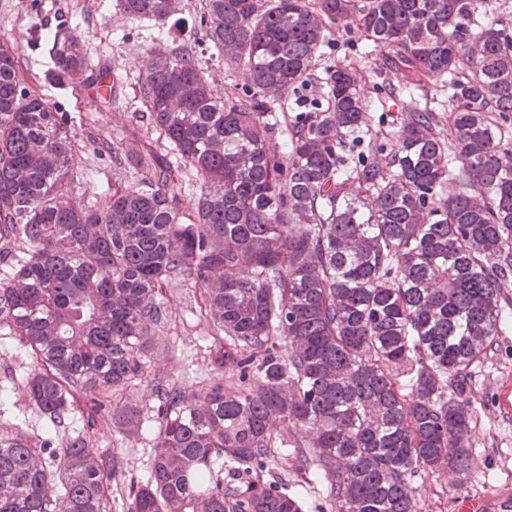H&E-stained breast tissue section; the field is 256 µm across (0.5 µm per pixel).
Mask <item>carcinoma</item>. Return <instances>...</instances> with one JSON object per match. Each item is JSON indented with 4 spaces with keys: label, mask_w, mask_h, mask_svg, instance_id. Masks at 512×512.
I'll return each mask as SVG.
<instances>
[{
    "label": "carcinoma",
    "mask_w": 512,
    "mask_h": 512,
    "mask_svg": "<svg viewBox=\"0 0 512 512\" xmlns=\"http://www.w3.org/2000/svg\"><path fill=\"white\" fill-rule=\"evenodd\" d=\"M483 4L205 0L209 41L245 94L215 93L186 46L153 54L142 83L152 126L202 182L188 223L162 166L148 190L112 185L101 210L70 200V129L27 91L18 40L0 36V239L26 248L0 279V328L42 365L28 402L59 428L80 392L116 431L138 430L141 410L114 395L143 374L138 352L165 319L156 295L172 276L203 290L208 325L229 340V381L198 394L157 387L151 476L127 512H302L297 492L260 477L279 425L305 431L334 512H423L412 478L469 471L468 386L502 332L512 271V165L498 122L512 113V30L465 25ZM119 6L163 23L176 11L174 0ZM355 16L394 49L390 64L453 76L454 157L423 109L397 132L391 169L366 160V105L342 69L328 78L327 109L298 117L285 150H271V104L308 80L325 21ZM50 42L60 83L111 75L93 71L79 36ZM56 457L1 433L0 512H109L119 458L82 436Z\"/></svg>",
    "instance_id": "obj_1"
}]
</instances>
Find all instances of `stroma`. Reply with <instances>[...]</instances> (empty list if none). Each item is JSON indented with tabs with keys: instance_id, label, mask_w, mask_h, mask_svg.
I'll use <instances>...</instances> for the list:
<instances>
[{
	"instance_id": "obj_1",
	"label": "stroma",
	"mask_w": 512,
	"mask_h": 512,
	"mask_svg": "<svg viewBox=\"0 0 512 512\" xmlns=\"http://www.w3.org/2000/svg\"><path fill=\"white\" fill-rule=\"evenodd\" d=\"M116 2L0 0V36L20 38V65L30 91L54 104L68 123L75 149L73 197L77 203L88 209L102 208L116 182L147 189L149 174L128 165L127 160L153 153L167 159L182 210L190 212L201 184L151 124L141 94L148 54L157 48L188 44L219 94H243V80L206 37L200 24L202 0H180L176 13L163 26L127 18ZM60 29L82 37L94 67L112 69L116 85L111 97L93 94L87 85L72 89L55 81L47 38ZM385 55V49L355 22L328 24L309 80L279 95L277 116L288 125L299 113L325 109L327 74L343 68L353 75L367 104L363 130L369 160L388 165L397 131L423 108L435 113L445 140H453L452 120L458 105L450 96V75L392 68ZM506 295L502 309L507 325L493 353L475 365L472 377L470 396L477 412L471 438L473 465L461 480L442 472L414 477L411 485L421 497L424 512H458V502L482 495L497 497L498 512H512V407L502 403L503 392L512 391V287ZM156 299L167 320L156 328L149 350L141 355L142 379L129 383L120 394L121 400L141 410L142 423L132 435L113 431L105 419L99 420L96 431H89V403L83 397L76 401L65 426H49L23 392L27 378L38 369L35 358L17 337L0 330V429L26 433L54 448L72 436L86 434L100 455H118L122 467L111 479L110 512H126L131 484L146 482L150 476L159 430L156 387L174 383L186 393H198L220 375L216 361L226 341L202 317L200 289L175 277L163 284ZM270 452L275 474L299 490L303 512H332L324 494L326 481L316 470L300 430L277 427Z\"/></svg>"
}]
</instances>
